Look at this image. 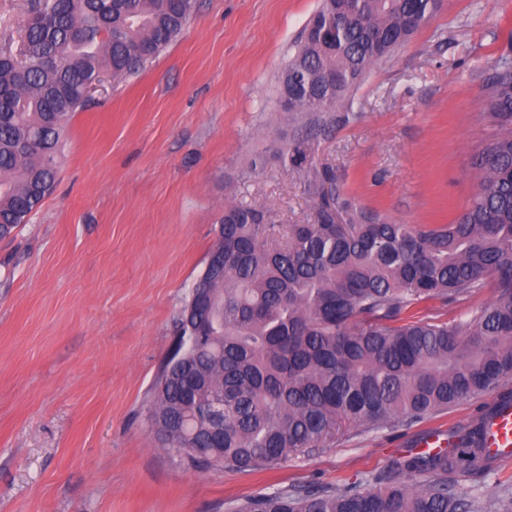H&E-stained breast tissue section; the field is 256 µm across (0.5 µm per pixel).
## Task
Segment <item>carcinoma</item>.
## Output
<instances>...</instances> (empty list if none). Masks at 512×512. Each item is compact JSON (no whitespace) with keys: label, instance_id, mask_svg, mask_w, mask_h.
Returning a JSON list of instances; mask_svg holds the SVG:
<instances>
[{"label":"carcinoma","instance_id":"carcinoma-1","mask_svg":"<svg viewBox=\"0 0 512 512\" xmlns=\"http://www.w3.org/2000/svg\"><path fill=\"white\" fill-rule=\"evenodd\" d=\"M438 0H323L281 78L288 112H330L366 70L435 14ZM197 0H29L18 54L0 53V239L48 196L62 135L106 78L137 73L182 32ZM501 130L478 154L480 191L452 224L422 227L349 213L322 193L302 139L283 165L307 175L314 224H270L224 208L147 402L154 441L187 463L256 470L323 447L346 429L420 422L468 398L512 402V41L484 79ZM496 298L468 319L402 322L410 308ZM482 412L437 453L395 459L383 488L291 486L233 512H512L504 494L462 497L457 477L495 468Z\"/></svg>","mask_w":512,"mask_h":512}]
</instances>
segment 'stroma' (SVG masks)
Here are the masks:
<instances>
[{"label":"stroma","mask_w":512,"mask_h":512,"mask_svg":"<svg viewBox=\"0 0 512 512\" xmlns=\"http://www.w3.org/2000/svg\"><path fill=\"white\" fill-rule=\"evenodd\" d=\"M319 5L198 0L158 57L72 119L55 190L0 240V512H227L291 485L372 491L428 432L487 404L354 429L268 470L195 468L153 441L146 400L225 206L317 221L280 160L297 140L337 197L400 224L453 223L479 190L474 161L497 132L483 78L512 37V0H442L348 111L287 112L281 73ZM504 489L512 462L458 479L466 498Z\"/></svg>","instance_id":"stroma-1"}]
</instances>
